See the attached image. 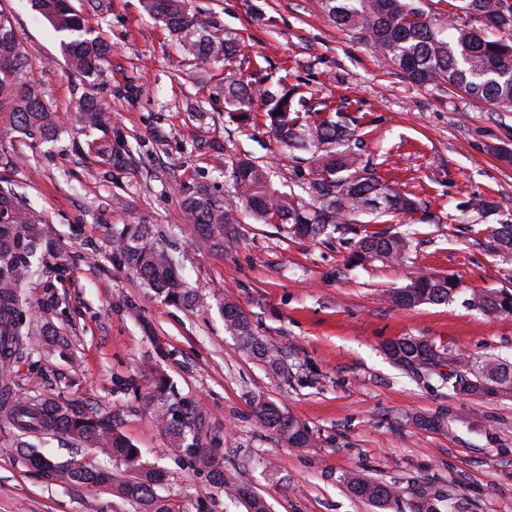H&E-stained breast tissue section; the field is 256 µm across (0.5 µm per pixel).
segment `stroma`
Wrapping results in <instances>:
<instances>
[{
  "label": "stroma",
  "instance_id": "35a3bbf8",
  "mask_svg": "<svg viewBox=\"0 0 512 512\" xmlns=\"http://www.w3.org/2000/svg\"><path fill=\"white\" fill-rule=\"evenodd\" d=\"M73 4L109 48L101 77L67 73L66 34L30 0H0L58 118L53 138L0 142V186L42 219L52 250L23 285V316L47 337L11 365L12 395L118 414L119 431L165 473L160 493L180 512L246 508L169 454L149 399L159 372L204 414L225 476L248 483L271 512H377L349 492L351 473L398 486L391 512H411L422 485L454 512H512V393L462 395L439 377L407 373L384 351L398 337L429 336L479 363L512 362V313L474 303L483 290L512 291V265L487 248L492 230L512 222V164L499 155L512 151V112L405 82L338 29L321 0H189L214 36L240 45L232 62L200 68L181 56L149 0ZM228 77L273 90L296 84L323 116L356 118L365 160L419 203L379 222L417 232L412 267L351 268L340 235L310 241L248 217L237 243L219 249L185 223L177 186L231 194L224 163L232 157H259L282 191L308 171L263 116L246 126L230 120L218 94ZM84 93L109 100L108 126L78 121L71 103ZM138 222L175 251L201 306L166 303L113 260V230ZM415 270L454 278L457 293L413 309L385 303L383 293ZM227 299L279 350L284 374L242 353L225 331ZM262 401L310 428L318 447L279 441L256 418ZM0 512L136 507L111 485H67L26 464L15 429L0 421Z\"/></svg>",
  "mask_w": 512,
  "mask_h": 512
}]
</instances>
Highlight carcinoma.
<instances>
[{
    "label": "carcinoma",
    "instance_id": "cac0c4a2",
    "mask_svg": "<svg viewBox=\"0 0 512 512\" xmlns=\"http://www.w3.org/2000/svg\"><path fill=\"white\" fill-rule=\"evenodd\" d=\"M35 7L59 32L76 35L66 44L68 69L82 77L99 75L108 46L90 37L85 17L69 0H34ZM151 8L164 20L181 54L188 60L208 64L226 63L233 58V38L208 33L205 22L190 12L187 0H150ZM330 21L352 32L380 53L389 67L406 82L433 84L454 94L481 102L496 112H512V0H459L452 8L460 13L451 36L424 9L421 0H323ZM32 64L8 17L0 12V91H13L9 123L0 128V140L16 131L48 137L55 133L57 120L42 99L31 78ZM265 106L268 127L288 151L310 154L308 178L302 193L278 192L270 185L267 167L259 160L234 157L224 164L235 191L233 200L217 198L201 186H182V209L187 223L217 248H229L238 239L239 215L246 214L260 224H288L301 238L349 231L354 266L379 262L404 265L416 250L410 233L364 231L356 225L359 217L376 219L408 214L418 201L382 181L362 160L360 138L353 122L338 119L312 120L302 112L306 102L299 88L286 86L277 92L260 90L244 82L224 85V111L243 125L252 120L254 104ZM79 120L93 127L109 121V106L83 94L74 105ZM493 252L500 261L512 262V224L500 225L492 234ZM112 254L135 270L144 283L174 306L195 308L197 294L186 281L173 255L159 245L148 224H134L113 235ZM49 251L41 220L18 200L9 188L0 187V368L5 369L20 350L36 342L38 332L23 320L26 303L22 284L37 270ZM457 282L447 276L416 273L411 282L386 294L391 305L411 309L422 304H441L457 292ZM477 304L488 312L512 313V293L487 291ZM224 328L237 339L240 348L263 362L275 374L284 372L278 352L271 350L255 332L246 312L232 302L222 306ZM436 342L426 336H405L388 343L385 352L399 366L433 373L450 363L455 366L454 388L467 394L512 392V368L487 362L471 364L452 349L433 352ZM163 428L170 450L186 463L203 471L229 493L244 502L247 512H269L263 497L242 482H224V457L213 450L202 414L180 405L165 377L156 379ZM8 422L19 433L18 448L30 465L50 472L65 484L109 483L123 498L139 506L138 512H176L158 495L163 474L142 464L140 452L117 431V419L51 396L33 397L0 404ZM260 424L293 448H314L317 439L304 424L280 407L261 403L256 407ZM59 438L70 445L97 448L121 461L120 472H106L90 463H56L37 450L36 442ZM350 492L383 510L399 502L398 490L386 483L351 474L346 477ZM412 512H438L437 498L428 487L414 492Z\"/></svg>",
    "mask_w": 512,
    "mask_h": 512
}]
</instances>
